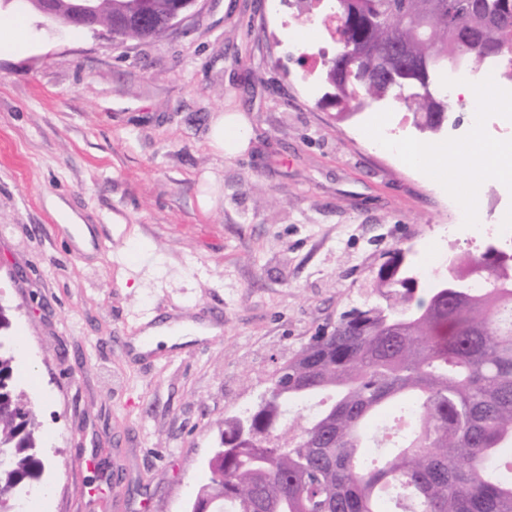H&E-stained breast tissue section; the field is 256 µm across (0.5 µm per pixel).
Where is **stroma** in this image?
<instances>
[{"label": "stroma", "mask_w": 512, "mask_h": 512, "mask_svg": "<svg viewBox=\"0 0 512 512\" xmlns=\"http://www.w3.org/2000/svg\"><path fill=\"white\" fill-rule=\"evenodd\" d=\"M0 56V304L47 460L22 512H190L224 420L340 314L379 303L389 251L443 240L457 157L430 172L375 152L387 101L340 122L329 35L286 0H198L159 38L65 27L27 0ZM250 124L228 157L215 115ZM91 231L80 249L62 212ZM221 312L216 337L132 356L149 322ZM22 26L15 20H2L0 17V51H22L24 44L19 38ZM249 138L248 120L240 113L219 114L211 123L210 146L228 156L246 152L250 144Z\"/></svg>", "instance_id": "stroma-1"}]
</instances>
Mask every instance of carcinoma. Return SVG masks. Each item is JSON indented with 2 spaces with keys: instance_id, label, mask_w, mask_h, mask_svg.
Listing matches in <instances>:
<instances>
[{
  "instance_id": "obj_1",
  "label": "carcinoma",
  "mask_w": 512,
  "mask_h": 512,
  "mask_svg": "<svg viewBox=\"0 0 512 512\" xmlns=\"http://www.w3.org/2000/svg\"><path fill=\"white\" fill-rule=\"evenodd\" d=\"M128 13L164 19L169 0H123ZM329 30L348 52L350 75L336 59L339 113L359 111L374 99H392L393 76L403 61L389 48L426 60L431 77L465 67L480 72L488 60L512 52V0H330ZM135 24L124 41L159 37ZM415 128L438 132L448 96L413 88ZM467 276L458 298L436 289L416 295L421 273L396 249L379 268L385 303L345 312L330 332L281 363L269 378L262 409L224 419L233 438L250 424L281 428L292 405L329 395L281 443L226 448L208 464V492H224L211 512H512V266L487 267L477 254L453 258ZM0 305V512L15 505L41 479L40 422L18 389L15 351ZM392 418L388 452L367 462L360 449L376 424Z\"/></svg>"
}]
</instances>
